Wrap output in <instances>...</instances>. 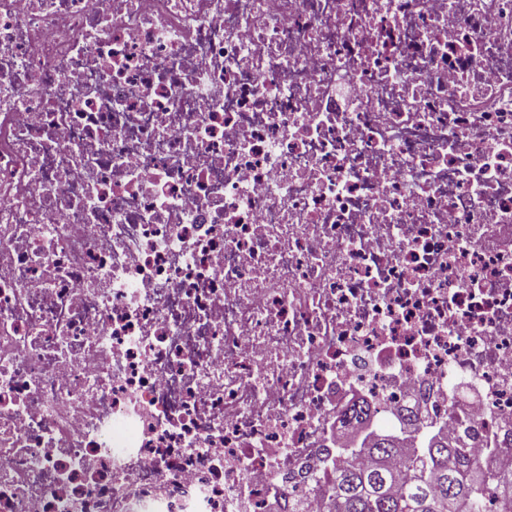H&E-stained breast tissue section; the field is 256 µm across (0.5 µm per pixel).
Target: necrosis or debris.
Masks as SVG:
<instances>
[{"label": "necrosis or debris", "mask_w": 512, "mask_h": 512, "mask_svg": "<svg viewBox=\"0 0 512 512\" xmlns=\"http://www.w3.org/2000/svg\"><path fill=\"white\" fill-rule=\"evenodd\" d=\"M356 398L512 472V0H0V512H324Z\"/></svg>", "instance_id": "obj_1"}]
</instances>
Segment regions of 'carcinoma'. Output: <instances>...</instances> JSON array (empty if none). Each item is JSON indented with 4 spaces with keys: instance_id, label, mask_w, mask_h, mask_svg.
<instances>
[{
    "instance_id": "carcinoma-1",
    "label": "carcinoma",
    "mask_w": 512,
    "mask_h": 512,
    "mask_svg": "<svg viewBox=\"0 0 512 512\" xmlns=\"http://www.w3.org/2000/svg\"><path fill=\"white\" fill-rule=\"evenodd\" d=\"M377 412L354 404L345 428H362ZM436 455L383 439L357 451H343L345 463L331 472L326 512H484L487 486L495 484L498 512H512V473H489L465 437L435 429Z\"/></svg>"
}]
</instances>
